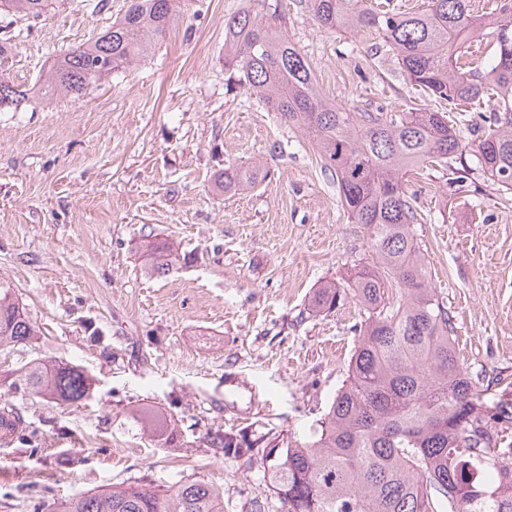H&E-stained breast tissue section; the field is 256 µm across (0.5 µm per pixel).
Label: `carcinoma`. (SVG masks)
I'll list each match as a JSON object with an SVG mask.
<instances>
[{"label":"carcinoma","mask_w":512,"mask_h":512,"mask_svg":"<svg viewBox=\"0 0 512 512\" xmlns=\"http://www.w3.org/2000/svg\"><path fill=\"white\" fill-rule=\"evenodd\" d=\"M48 0H0L4 8L38 19ZM360 0H306L315 21L338 31H376L409 82L427 99L465 112L493 99L487 133L475 150L478 167L512 190V0L474 14L471 0H428L404 15L359 6ZM174 0H130L108 30L55 59L45 92L74 98L131 67L163 35ZM274 10L242 9L224 19V68L263 99L281 120L312 139L351 223L362 224L372 263L353 264L343 290L326 281L309 307L330 311L347 294L367 311L357 330L346 383L304 442L281 441L260 459L270 492L286 512H512V409L485 405L477 381L460 363L452 319L430 287L418 221L406 176L426 163L451 164L468 145L443 113L423 105L411 112H346L319 93L315 75ZM494 34L490 67L463 68L471 40ZM0 112L27 96L0 76ZM259 166L230 165L215 184L226 193L253 187ZM165 241L146 246L152 274L170 271ZM40 329L11 288L0 284V348L30 342ZM94 379L78 366L35 358L14 372L7 393L35 394L59 406L88 398ZM135 421L157 440L174 441L170 421L143 408ZM210 445L252 460L257 441L240 431H217ZM56 512H224L223 490L205 482L151 490L138 483L70 497Z\"/></svg>","instance_id":"obj_1"}]
</instances>
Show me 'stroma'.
<instances>
[{"label":"stroma","mask_w":512,"mask_h":512,"mask_svg":"<svg viewBox=\"0 0 512 512\" xmlns=\"http://www.w3.org/2000/svg\"><path fill=\"white\" fill-rule=\"evenodd\" d=\"M266 3L330 102L349 112L419 103L375 32L321 28L297 0H176L138 65L85 97H43L54 60L111 27L128 0H51L38 20L0 10V73L29 92L0 112V283L42 332L0 351V379L47 355L95 380L67 408L0 397L36 439H0V512L197 480L223 488L224 512H285L260 463L225 456L208 437L244 429L264 449L310 435L347 378L366 314L352 298L320 314L309 301L372 252L308 135L224 69L225 18ZM257 160L264 178L253 189L215 187L225 165ZM408 187L460 357L484 403H512V190L475 169L454 182L444 167L415 170ZM152 236L179 254L161 278L140 258ZM143 406L176 425L173 445L133 421Z\"/></svg>","instance_id":"1"}]
</instances>
